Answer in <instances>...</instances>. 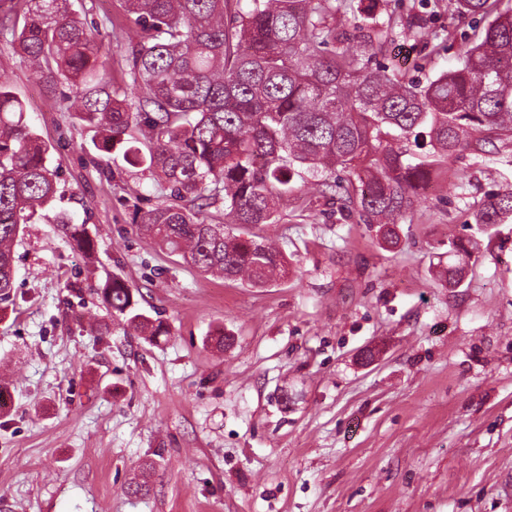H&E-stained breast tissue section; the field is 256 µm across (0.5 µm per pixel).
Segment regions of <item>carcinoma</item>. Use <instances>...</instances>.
Masks as SVG:
<instances>
[{
  "label": "carcinoma",
  "instance_id": "cac0c4a2",
  "mask_svg": "<svg viewBox=\"0 0 512 512\" xmlns=\"http://www.w3.org/2000/svg\"><path fill=\"white\" fill-rule=\"evenodd\" d=\"M455 2L461 15L486 21L483 37L461 46L452 69L405 82L371 60L397 38L426 46L441 38L414 5L402 18L381 0H122L145 32L129 50L135 101L98 79L105 46L68 0H26L23 12L0 17V31L40 76L75 87L74 118L97 128L98 149L119 148L127 165L190 202L136 213L155 244L201 272L263 287L285 273L286 259L254 229L279 222V201L296 181L312 179L320 196L377 225L378 243L395 247L420 185L444 181L462 152L512 146V7ZM343 8L363 23L336 19ZM24 112L1 72L0 300L13 288L22 225L57 200L50 148ZM339 168L353 180L336 182ZM219 202L233 227L207 220ZM473 219L486 233L512 221V188L486 196ZM55 223L84 257L95 254L88 225L64 211ZM480 247L448 241L445 286L460 287ZM138 293L119 277L97 288L126 327L153 340L168 335Z\"/></svg>",
  "mask_w": 512,
  "mask_h": 512
}]
</instances>
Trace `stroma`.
Masks as SVG:
<instances>
[{
	"instance_id": "1",
	"label": "stroma",
	"mask_w": 512,
	"mask_h": 512,
	"mask_svg": "<svg viewBox=\"0 0 512 512\" xmlns=\"http://www.w3.org/2000/svg\"><path fill=\"white\" fill-rule=\"evenodd\" d=\"M97 28L120 89L138 32L120 0H69ZM459 44L398 42L403 79L452 68ZM50 147L63 208L95 260L52 222L25 225L0 301V512H512V223L458 288L449 239L512 186V147L462 153L417 190L400 244L299 187L260 236L288 260L252 288L155 246L137 210L170 189L94 148L66 81L46 86L0 38V72ZM466 180H458L459 172ZM119 276L169 333L124 331L96 293ZM232 336L219 349L217 331ZM153 463L145 494L128 493ZM57 230L65 237L85 258H91L96 252V240L88 224H75L71 216L61 211L55 216Z\"/></svg>"
}]
</instances>
